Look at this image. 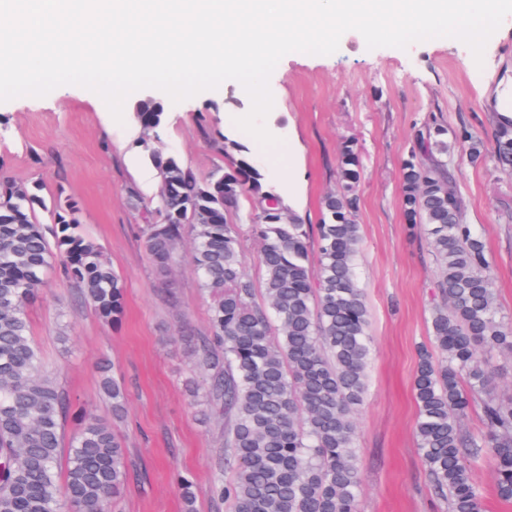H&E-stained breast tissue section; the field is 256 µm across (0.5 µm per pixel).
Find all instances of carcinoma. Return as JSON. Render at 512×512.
<instances>
[{"mask_svg": "<svg viewBox=\"0 0 512 512\" xmlns=\"http://www.w3.org/2000/svg\"><path fill=\"white\" fill-rule=\"evenodd\" d=\"M135 119L141 143L158 137L162 104L142 100ZM470 163L484 160L482 139L465 134ZM249 148L224 138L232 157L224 173L200 182L174 157L151 151L161 170L159 205L141 234L152 261L168 270L186 233L189 264L211 297L210 335L196 363L213 372L207 400L224 408V462L235 479L218 476L213 493L232 512H357L354 415L363 401L370 347L368 309L356 277L360 253V158L344 146L336 187L309 229L265 186ZM494 153L512 167V121L498 126ZM448 128L432 121L416 135L401 169V210L408 231L423 228L437 267L438 302L431 316L433 349L421 353L414 378L417 445L448 512H482L474 476L484 454L493 462L499 497L512 500V397L489 392L485 349L512 353V326L500 316L482 239L463 223V203L448 168ZM245 196L255 200L250 228L261 247L265 303L243 270L242 225L229 222ZM40 197L0 181V512H107L128 484L126 448L112 424L93 410L64 441L68 394L40 370L30 338L28 306L56 262L76 281L102 320L117 323L123 285L100 248L56 213L48 239L35 221ZM279 332H273L271 317ZM103 394L112 418L126 413L124 387L108 372ZM486 432L461 428L475 395Z\"/></svg>", "mask_w": 512, "mask_h": 512, "instance_id": "carcinoma-1", "label": "carcinoma"}]
</instances>
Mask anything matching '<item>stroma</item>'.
Instances as JSON below:
<instances>
[{"label":"stroma","instance_id":"obj_1","mask_svg":"<svg viewBox=\"0 0 512 512\" xmlns=\"http://www.w3.org/2000/svg\"><path fill=\"white\" fill-rule=\"evenodd\" d=\"M265 119L278 138L265 148L234 120L251 106L234 80L164 106L155 144L197 178L227 167L225 138L250 149L267 186L305 224L320 220L323 196L336 185L339 157L353 143L361 161L358 282L369 314L371 350L364 402L355 414L358 512H448L435 494L415 437L413 379L420 349L430 343L435 265L424 232L408 235L400 206L401 164L428 118L449 134H479L488 155L478 166L455 149L449 162L463 201L465 223L484 241L496 282V303L512 323V167L495 159L497 92L512 89V14L489 39L483 63L453 38L408 49H367L362 35L343 34L331 55L293 52L277 64ZM134 105L116 123L93 91L63 85L55 97L0 102V178L37 187L44 201L36 219L53 228L51 211L76 204L80 232L94 240L124 285L120 323H105L69 280L51 267L27 310L43 369L74 405L65 424L73 434L81 406L111 418L100 390L102 365L124 383L127 413L114 428L127 450L131 479L115 512H183L178 476L192 478L197 512H231L215 499L223 467L224 414L207 404L211 377L194 364L208 332L210 301L181 246L170 272H160L139 233L143 210L156 206L160 170L140 144ZM289 163L299 177L282 176Z\"/></svg>","mask_w":512,"mask_h":512}]
</instances>
